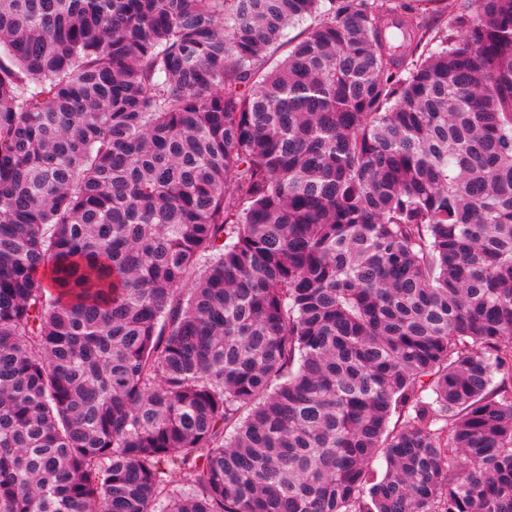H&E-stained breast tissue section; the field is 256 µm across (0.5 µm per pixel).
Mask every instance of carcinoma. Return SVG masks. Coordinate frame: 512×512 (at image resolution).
Instances as JSON below:
<instances>
[{
    "mask_svg": "<svg viewBox=\"0 0 512 512\" xmlns=\"http://www.w3.org/2000/svg\"><path fill=\"white\" fill-rule=\"evenodd\" d=\"M412 2L0 0V512H512V0Z\"/></svg>",
    "mask_w": 512,
    "mask_h": 512,
    "instance_id": "carcinoma-1",
    "label": "carcinoma"
}]
</instances>
